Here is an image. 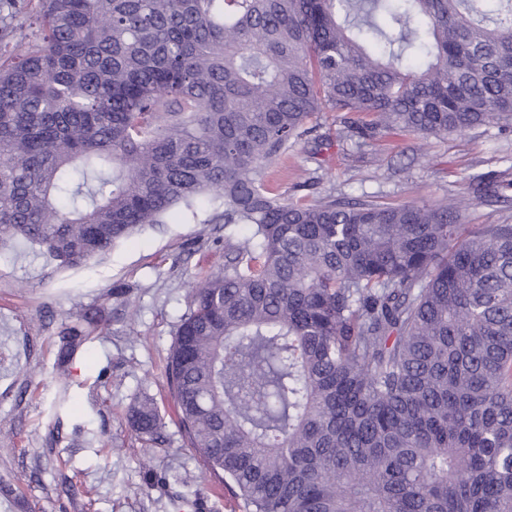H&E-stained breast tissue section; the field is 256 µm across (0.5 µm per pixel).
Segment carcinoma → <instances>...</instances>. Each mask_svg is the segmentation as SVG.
<instances>
[{
  "label": "carcinoma",
  "instance_id": "obj_1",
  "mask_svg": "<svg viewBox=\"0 0 512 512\" xmlns=\"http://www.w3.org/2000/svg\"><path fill=\"white\" fill-rule=\"evenodd\" d=\"M321 112L368 139L511 124L512 0H0V241L75 267L224 225L167 380L247 512H512V224L273 192ZM128 418L162 438L150 398Z\"/></svg>",
  "mask_w": 512,
  "mask_h": 512
}]
</instances>
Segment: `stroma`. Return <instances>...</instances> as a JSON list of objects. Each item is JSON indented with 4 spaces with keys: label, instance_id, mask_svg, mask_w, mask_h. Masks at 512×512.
<instances>
[{
    "label": "stroma",
    "instance_id": "1",
    "mask_svg": "<svg viewBox=\"0 0 512 512\" xmlns=\"http://www.w3.org/2000/svg\"><path fill=\"white\" fill-rule=\"evenodd\" d=\"M317 124L269 169L290 200L452 201L470 228L512 224V201L473 194L480 177L512 182V125L372 141L342 137L336 112ZM223 267L220 224L149 227L73 269L23 241L0 246V512H244L185 446L165 375L190 279ZM70 326L88 338L62 368L59 336ZM145 395L165 413L163 444L128 421Z\"/></svg>",
    "mask_w": 512,
    "mask_h": 512
}]
</instances>
